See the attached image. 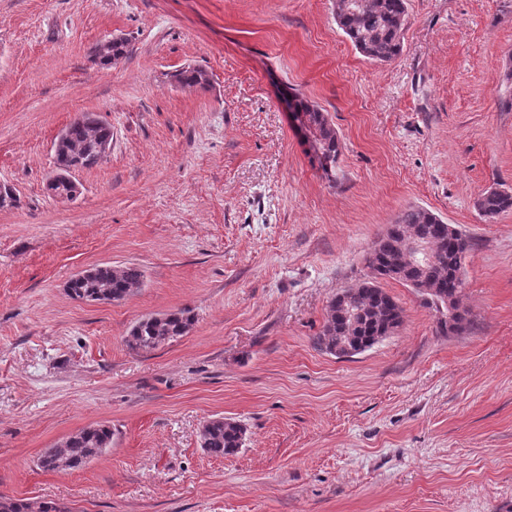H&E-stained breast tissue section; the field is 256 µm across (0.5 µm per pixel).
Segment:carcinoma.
<instances>
[{
  "instance_id": "carcinoma-1",
  "label": "carcinoma",
  "mask_w": 512,
  "mask_h": 512,
  "mask_svg": "<svg viewBox=\"0 0 512 512\" xmlns=\"http://www.w3.org/2000/svg\"><path fill=\"white\" fill-rule=\"evenodd\" d=\"M336 24L349 38L360 54L373 62H390L402 51L403 30L407 19L406 0H337L333 3ZM130 53L127 37L110 45H97L93 50L94 61L110 67ZM182 86L206 88L210 78L202 68H189L174 75ZM288 105L309 114L322 152L316 156L319 167L329 174L336 168L339 140L328 116L303 96L294 94ZM111 128L98 121L72 123L68 126L64 141L55 147L57 173H69L72 168L90 169L99 165L103 158L97 147L111 140ZM475 206L488 220L512 210V192L499 189L487 190L479 195ZM394 232H385L368 253V266L384 279L401 282L407 286L419 278L426 279L425 303L440 316L448 315V308L458 310L453 317L454 325L440 319L442 330H461L466 321V311L460 309L459 293L464 286L463 262L469 250V240L454 235L439 222V217L423 209L405 210ZM405 235L432 238L441 259L422 270L419 262L402 250ZM144 273L135 264L119 266L97 265L79 279L67 284L71 298L79 301H120L143 285ZM346 308L358 312L357 320L344 316L343 308L331 299L325 324L315 337V345L322 351L338 358L339 341L364 352L391 336L403 322V310L388 292L374 281L344 289ZM195 318L188 308L151 315L137 321L124 342L134 352H149L168 341L189 332ZM245 426L233 419L211 418L199 432L200 447L209 455L224 457L236 454L244 445ZM112 445V428L106 424L89 426L70 436L64 445L46 448L38 457V466L45 471L64 467L78 469L86 466ZM0 512H69L66 507L53 502L37 505L22 499L0 497Z\"/></svg>"
}]
</instances>
